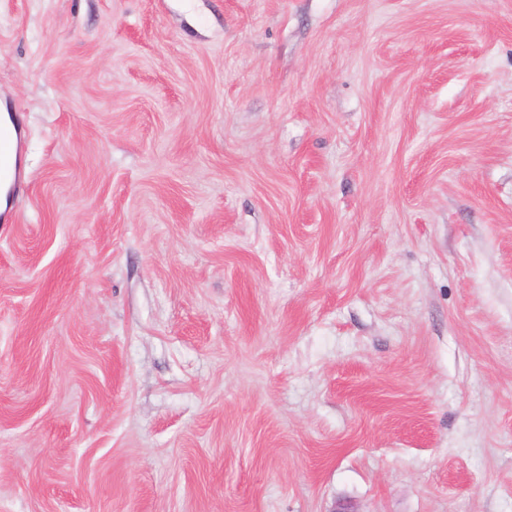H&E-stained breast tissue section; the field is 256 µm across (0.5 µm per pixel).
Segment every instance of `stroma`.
<instances>
[{
  "mask_svg": "<svg viewBox=\"0 0 512 512\" xmlns=\"http://www.w3.org/2000/svg\"><path fill=\"white\" fill-rule=\"evenodd\" d=\"M0 512H512V0H0ZM23 126L16 113L0 124V185L18 195L23 187L21 157L24 149Z\"/></svg>",
  "mask_w": 512,
  "mask_h": 512,
  "instance_id": "35a3bbf8",
  "label": "stroma"
}]
</instances>
